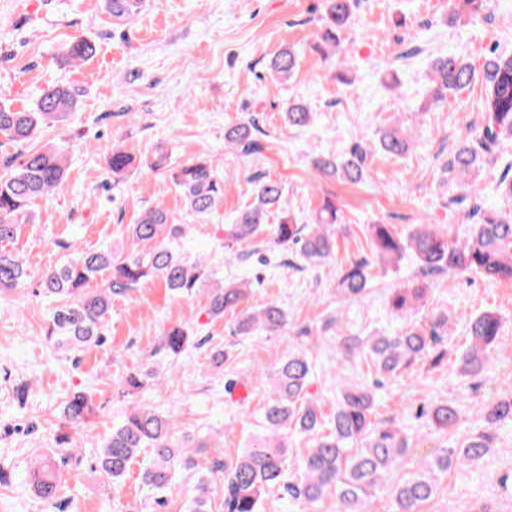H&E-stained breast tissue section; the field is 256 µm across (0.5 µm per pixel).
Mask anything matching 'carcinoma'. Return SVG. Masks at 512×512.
Returning a JSON list of instances; mask_svg holds the SVG:
<instances>
[{"instance_id": "carcinoma-1", "label": "carcinoma", "mask_w": 512, "mask_h": 512, "mask_svg": "<svg viewBox=\"0 0 512 512\" xmlns=\"http://www.w3.org/2000/svg\"><path fill=\"white\" fill-rule=\"evenodd\" d=\"M104 11L112 18L128 22L143 8L144 0H102ZM453 16L473 20L487 7V0H449ZM357 0H322V12L316 20L317 32L312 49L323 59H331L340 45L339 32L348 25L357 8ZM95 47L85 38H76L66 46V57L83 62L93 56ZM298 65V55L290 48L279 51L270 69L280 77H290ZM485 91L481 101V127L462 139L448 154L443 169L456 178L463 196L470 199L474 224L465 238L452 236L432 224H418L401 236L392 224L367 226L374 258L386 263L412 253L418 272L414 280L390 289L388 312L399 326L392 332L360 339L341 336L338 344L347 356L364 354L375 370V379L367 386L350 387L341 393L336 412L325 419L320 401L309 388L314 364L304 352L292 353L275 371V388L263 409L265 433L252 437L246 448L230 462L202 467L187 451L185 437L177 434V425L154 410L135 406L122 422L112 427L98 456V468L112 483H121L135 458L149 449V460L141 478L154 503L166 505V494L179 470L200 474L197 495L186 512H208L206 482L218 472L224 482V512H262L263 495L279 489L295 505L297 512H312L324 498L334 494L337 512H370L375 491L385 488L391 495V512H420L437 490L432 478L436 471L452 467L472 468L493 448L500 429L512 428V387L485 409L484 426L454 446L440 447L425 469L402 483L390 486L386 476L400 463L409 448L411 433L405 425L372 422L375 391L390 381L410 374L428 361L441 364L448 356V316L434 314L422 327L415 316L428 293L429 278L446 273H475L491 280H512V214L489 213L484 208L482 189L473 175L483 167L492 146L512 138V56L494 55L476 69L461 55L436 58L431 64L428 106L448 101L475 82ZM77 89L52 85L43 90L31 109H15L0 103V137L23 146L13 157L0 161V291L18 290L27 281L26 267L19 254L10 249L21 225L35 220L32 204L51 195L64 181L67 149L62 146L36 147L32 144L39 129L62 120L78 103ZM310 119L302 103L288 107V125L304 127ZM262 130L254 116L224 133L227 144L244 155L259 151ZM379 148L399 156L410 144L402 130L391 127L381 133ZM113 182L132 166L134 159L119 148L105 158ZM313 167L325 176H339L359 183L367 176V151L355 144L347 153L320 154ZM169 168L171 180L189 213L204 218L212 214L224 199V181L205 157L187 160L173 167L164 154L149 164L155 171ZM253 201L231 224L224 225L225 240L239 247L237 256L248 257L247 248L276 217L271 243L292 249L301 261L317 265L329 259L336 247L335 226L339 223L336 203L326 200L319 209L316 224H300L294 215L281 208L285 185L267 176L253 179ZM189 225L178 224L161 204L144 209L137 222L127 227V246L114 249H74L67 261L47 269L39 283V294L53 303L47 329L48 339L64 351H82L105 340L106 323L112 301L127 297L148 282L159 281L174 296L188 298L196 289L209 287L208 314L216 319L236 314L234 333L251 337L280 332L288 326V313L269 304L261 308L249 305V295L236 282L215 283L214 272L203 262L191 260L178 251V242ZM370 281V262L348 266L339 280V290L348 300L360 297ZM469 347L461 356V373L485 374L492 353L501 345L502 320L485 311L466 319ZM199 345L190 330L177 324L162 330L158 350L179 355L188 346ZM93 412L91 396L84 391L70 394L64 401L65 424L78 432ZM417 418L433 434L448 437L463 419L460 408L450 402H434L419 408ZM305 434L312 441L302 458L301 479L288 481L289 436ZM69 457L46 456L30 473L40 486V496L56 497L58 470Z\"/></svg>"}]
</instances>
